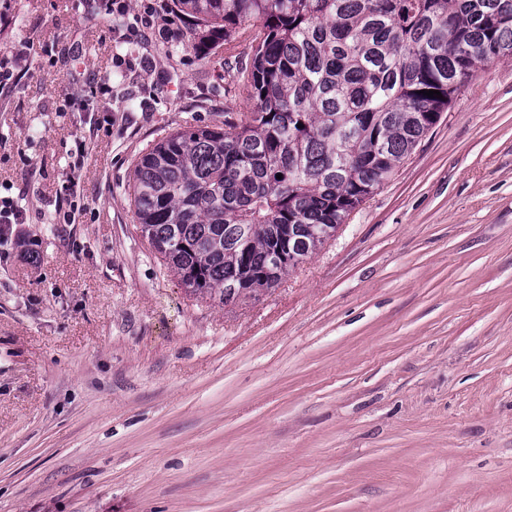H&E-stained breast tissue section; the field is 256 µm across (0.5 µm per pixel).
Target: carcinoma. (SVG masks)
I'll use <instances>...</instances> for the list:
<instances>
[{"label":"carcinoma","instance_id":"carcinoma-1","mask_svg":"<svg viewBox=\"0 0 512 512\" xmlns=\"http://www.w3.org/2000/svg\"><path fill=\"white\" fill-rule=\"evenodd\" d=\"M205 57L244 39L239 122L177 130L137 163L142 237L183 287L273 288L379 189L451 95L512 58V0H175ZM423 90H438L430 98ZM282 178H276V175Z\"/></svg>","mask_w":512,"mask_h":512}]
</instances>
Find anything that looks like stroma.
Listing matches in <instances>:
<instances>
[{"label":"stroma","mask_w":512,"mask_h":512,"mask_svg":"<svg viewBox=\"0 0 512 512\" xmlns=\"http://www.w3.org/2000/svg\"><path fill=\"white\" fill-rule=\"evenodd\" d=\"M0 512H512V59L276 288L189 294L142 238L139 158L253 100L250 48L173 0H8ZM75 221L59 192L78 140ZM27 219L26 209L13 199L1 200L0 204V224L2 225V234L0 241H8V236L11 234V224H25Z\"/></svg>","instance_id":"obj_1"}]
</instances>
